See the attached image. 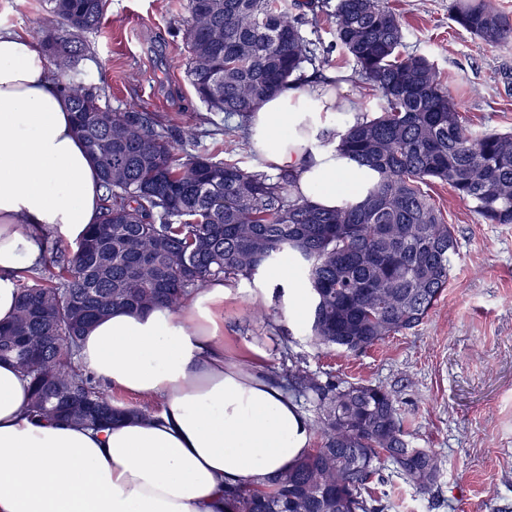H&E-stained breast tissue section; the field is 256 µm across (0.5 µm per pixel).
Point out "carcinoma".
Instances as JSON below:
<instances>
[{
	"label": "carcinoma",
	"mask_w": 512,
	"mask_h": 512,
	"mask_svg": "<svg viewBox=\"0 0 512 512\" xmlns=\"http://www.w3.org/2000/svg\"><path fill=\"white\" fill-rule=\"evenodd\" d=\"M108 0H47L42 39L60 72L77 134L105 189L101 221L71 248L44 237L16 315L0 325V362L31 385L30 415L102 427L152 418L149 403L119 406L112 388L75 364L85 331L115 308L178 313L212 280L250 279L288 260L310 294L309 343L364 353L418 327L448 287L457 253L451 225L424 187L440 181L485 224H512V133L473 134L440 72L404 54L400 15L381 0H336V44L355 66L358 94L383 102L345 124L339 150L379 173L364 200L320 209L295 192L291 171L270 175L231 158L173 146L149 113L113 111L79 68L80 36L99 28ZM188 71L212 111L236 116L238 138L267 98L324 71L320 43L281 0H188ZM452 20L496 47L512 18L492 0H453ZM276 384L316 407L320 444L259 484L224 487L229 512H388L372 479L390 469L422 494L439 465L407 439L392 391L322 381L298 366Z\"/></svg>",
	"instance_id": "1"
}]
</instances>
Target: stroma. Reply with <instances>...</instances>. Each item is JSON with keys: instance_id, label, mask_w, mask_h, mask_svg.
I'll list each match as a JSON object with an SVG mask.
<instances>
[{"instance_id": "stroma-1", "label": "stroma", "mask_w": 512, "mask_h": 512, "mask_svg": "<svg viewBox=\"0 0 512 512\" xmlns=\"http://www.w3.org/2000/svg\"><path fill=\"white\" fill-rule=\"evenodd\" d=\"M388 3L403 20L404 52L431 57L469 128L512 130V47L487 46L459 27L451 0ZM47 17L44 0H0V28L37 38ZM188 18L187 0H109L101 28L82 36L80 67L103 89V105H137L171 136L207 117L197 147L213 153L232 120L209 112L188 81L180 32ZM307 18L304 30L327 47L330 70L352 72L330 9ZM429 193L454 229L459 257L421 325L357 356L319 350L307 340V320L286 315V293L298 278L277 284L261 272L226 285L224 351L241 359L248 346L259 347L263 373L280 370L281 339L253 316L264 308L289 330L291 354L304 369L394 391L410 440L434 449L442 466L425 495L383 470L391 512H512V224L481 223L448 185L433 183Z\"/></svg>"}]
</instances>
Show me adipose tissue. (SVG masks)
<instances>
[{
	"instance_id": "adipose-tissue-1",
	"label": "adipose tissue",
	"mask_w": 512,
	"mask_h": 512,
	"mask_svg": "<svg viewBox=\"0 0 512 512\" xmlns=\"http://www.w3.org/2000/svg\"><path fill=\"white\" fill-rule=\"evenodd\" d=\"M321 85L264 101L251 138L270 171L289 169L300 193L335 209L365 198L377 173L336 149L342 115ZM103 189L60 80L35 39L0 28V322L16 312L20 272L44 235L76 241L99 223ZM223 281L180 312L117 309L82 337L77 359L97 380L156 398V418L105 430L28 415L29 381L0 362V512H224L225 484L260 482L311 450L295 403L262 372L224 354Z\"/></svg>"
}]
</instances>
